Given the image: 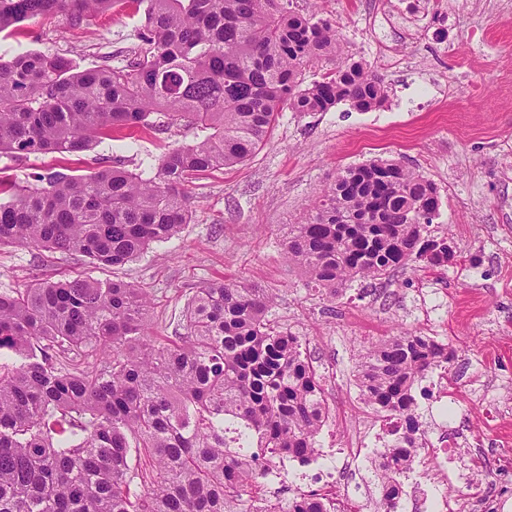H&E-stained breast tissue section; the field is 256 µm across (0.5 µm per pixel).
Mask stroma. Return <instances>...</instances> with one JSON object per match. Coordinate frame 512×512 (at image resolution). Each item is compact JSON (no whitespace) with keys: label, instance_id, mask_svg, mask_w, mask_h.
<instances>
[{"label":"stroma","instance_id":"obj_1","mask_svg":"<svg viewBox=\"0 0 512 512\" xmlns=\"http://www.w3.org/2000/svg\"><path fill=\"white\" fill-rule=\"evenodd\" d=\"M292 2L334 23L341 46L340 56L309 66L306 81L359 61L383 80L387 103L280 112L249 161L189 183L192 216L178 236L92 275L142 288L161 341L174 336L184 304L200 288L224 281L270 289L269 320L306 337L325 375L334 419L318 437L326 447L345 446L351 430L379 420L356 388L365 347L401 330L449 344L448 431L471 478L449 489L448 512L463 501L478 510L499 494L503 512H512V0H445L442 12L416 18L409 0ZM137 24L117 10L74 28L59 13L25 22L20 35L1 32L0 55L41 52L71 58L80 69L120 67L137 43ZM193 139L192 129L176 124L113 134L78 157L1 156L0 181L32 186L37 175L65 169L85 175L103 156L137 171ZM378 158L403 160L436 184L439 214L430 231L450 237L455 257L444 268L412 262L323 300L285 259L287 227L303 219L339 169ZM478 259L486 276L473 270ZM81 270L58 252L0 246V290Z\"/></svg>","mask_w":512,"mask_h":512}]
</instances>
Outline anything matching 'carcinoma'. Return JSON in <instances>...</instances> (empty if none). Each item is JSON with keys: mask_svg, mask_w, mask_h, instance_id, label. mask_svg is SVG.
I'll return each instance as SVG.
<instances>
[{"mask_svg": "<svg viewBox=\"0 0 512 512\" xmlns=\"http://www.w3.org/2000/svg\"><path fill=\"white\" fill-rule=\"evenodd\" d=\"M290 0H0V32L67 12L70 26L118 7L144 17L122 67L80 70L63 56H0V156L78 155L124 128L185 123L202 138L132 172L102 160L53 172L0 201V245L60 252L97 269L125 265L178 235L185 185L250 159L278 112L359 110L387 100L357 62L320 81L303 71L337 54L335 27ZM435 184L399 159L339 170L302 224L288 225V265L330 299L411 261H451L430 235ZM273 293L212 283L182 310L184 333L151 337L146 293L79 273L0 291V512H255L250 486L285 454H317L331 416L302 338L276 331ZM453 352L399 333L362 355L357 380L377 413L412 420L414 382ZM385 449L400 466L403 437ZM316 494L261 512H330Z\"/></svg>", "mask_w": 512, "mask_h": 512, "instance_id": "cac0c4a2", "label": "carcinoma"}]
</instances>
